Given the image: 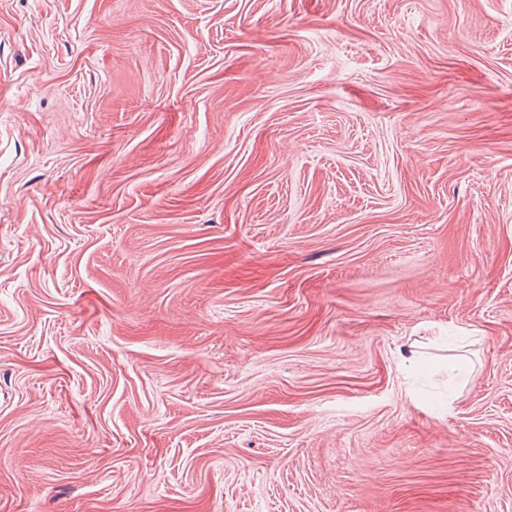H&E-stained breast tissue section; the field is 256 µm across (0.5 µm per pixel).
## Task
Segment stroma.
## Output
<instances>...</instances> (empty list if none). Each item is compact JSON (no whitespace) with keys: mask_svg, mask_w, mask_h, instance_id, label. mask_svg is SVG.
<instances>
[{"mask_svg":"<svg viewBox=\"0 0 512 512\" xmlns=\"http://www.w3.org/2000/svg\"><path fill=\"white\" fill-rule=\"evenodd\" d=\"M0 512H512V0H0Z\"/></svg>","mask_w":512,"mask_h":512,"instance_id":"obj_1","label":"stroma"}]
</instances>
